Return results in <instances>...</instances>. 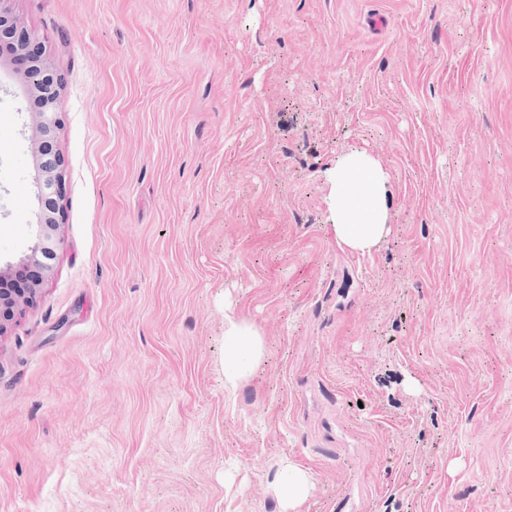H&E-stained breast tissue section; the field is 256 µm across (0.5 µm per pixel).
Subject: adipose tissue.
Segmentation results:
<instances>
[{
  "label": "adipose tissue",
  "mask_w": 512,
  "mask_h": 512,
  "mask_svg": "<svg viewBox=\"0 0 512 512\" xmlns=\"http://www.w3.org/2000/svg\"><path fill=\"white\" fill-rule=\"evenodd\" d=\"M389 175L378 160L361 148H351L328 173L330 229L337 246L365 253L390 232L386 208ZM264 341L257 329L224 311V387L235 391L253 379L263 362ZM310 471L282 459L276 473V489L282 512H299L313 491Z\"/></svg>",
  "instance_id": "obj_1"
}]
</instances>
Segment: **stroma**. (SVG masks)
Segmentation results:
<instances>
[{
    "label": "stroma",
    "instance_id": "1",
    "mask_svg": "<svg viewBox=\"0 0 512 512\" xmlns=\"http://www.w3.org/2000/svg\"><path fill=\"white\" fill-rule=\"evenodd\" d=\"M65 84L63 223L0 336V512H512V0H15ZM0 60V266L33 243ZM390 175L339 248L326 174ZM266 355L224 389V306ZM389 174L362 148L353 147L328 172L330 229L337 246L365 253L390 233L386 208ZM311 472L287 458L282 459L276 473V489L282 512H299L313 491Z\"/></svg>",
    "mask_w": 512,
    "mask_h": 512
}]
</instances>
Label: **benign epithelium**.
Returning a JSON list of instances; mask_svg holds the SVG:
<instances>
[{
    "instance_id": "benign-epithelium-1",
    "label": "benign epithelium",
    "mask_w": 512,
    "mask_h": 512,
    "mask_svg": "<svg viewBox=\"0 0 512 512\" xmlns=\"http://www.w3.org/2000/svg\"><path fill=\"white\" fill-rule=\"evenodd\" d=\"M14 0H0V57L8 54L20 65L26 92L33 99L32 139L37 169L38 213L35 242L30 252L15 265L0 266V282L25 273L23 287L0 288V336L16 312L33 306L41 287L53 270L55 236L63 219L66 191L64 160L56 146V134L63 124L58 99L63 74L55 67L45 46L24 26L13 11Z\"/></svg>"
}]
</instances>
